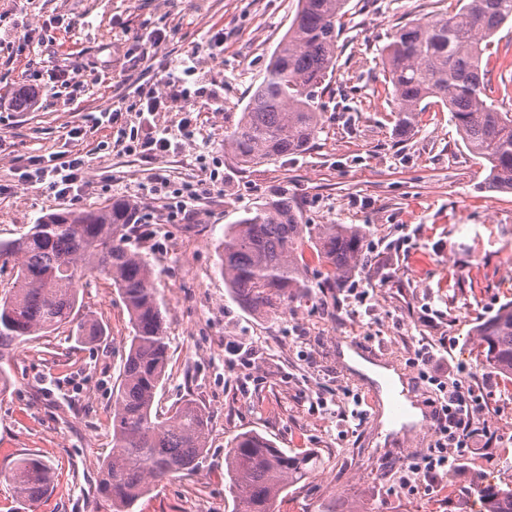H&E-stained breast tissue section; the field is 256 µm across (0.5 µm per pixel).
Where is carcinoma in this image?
I'll return each instance as SVG.
<instances>
[{
	"instance_id": "obj_1",
	"label": "carcinoma",
	"mask_w": 512,
	"mask_h": 512,
	"mask_svg": "<svg viewBox=\"0 0 512 512\" xmlns=\"http://www.w3.org/2000/svg\"><path fill=\"white\" fill-rule=\"evenodd\" d=\"M450 15L398 27L382 49L385 83L394 97L395 127L415 126L430 105L451 114L468 151L481 160L484 187L512 191V112L500 111L486 90L494 37L512 25V0H457ZM347 0H299L224 148L243 167L306 153L321 129L314 100L334 72ZM134 203L41 217L19 237L0 241V257L17 268L11 293L0 300V348L76 325L81 343L104 336L98 321L79 317L89 277H104L121 295L131 324L127 352L112 397V448L97 483L112 512H132L151 483L198 468L209 439L205 412L188 400L165 415L154 404L169 364V346L152 265L127 246ZM369 224H305L283 195L249 211L224 230L220 273L238 303L253 313L308 297L310 249L326 271L322 288H339L368 260ZM480 362L512 378V301L479 318ZM233 512H280L288 486L317 468L311 451L288 454L254 432H243L224 455ZM34 503L52 482L49 465L24 457L4 475ZM479 512H512V487L474 488Z\"/></svg>"
}]
</instances>
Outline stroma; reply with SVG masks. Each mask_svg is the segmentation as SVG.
Here are the masks:
<instances>
[{
    "mask_svg": "<svg viewBox=\"0 0 512 512\" xmlns=\"http://www.w3.org/2000/svg\"><path fill=\"white\" fill-rule=\"evenodd\" d=\"M298 0H0V101L40 86L27 110L0 112V240L18 237L45 214L136 203L128 242L155 270L170 362L155 404L166 412L194 399L210 429L192 474L157 483L133 512H232L224 451L256 432L277 447L312 450L318 468L289 488L282 512H478L475 477L512 485V381L483 370L472 336L477 320L512 301V192L485 191L482 166L451 114L433 106L408 132L395 128L382 48L406 22L454 10L456 0H349L336 69L315 105L322 126L310 150L239 166L224 150L251 90L297 10ZM40 38L32 51L24 34ZM164 34L153 45L156 34ZM148 58H139L145 44ZM489 78L498 109L512 112V29L492 46ZM195 56L202 80L183 97L172 88L179 62ZM74 78L66 86L56 79ZM166 94L157 116L169 152L142 156L114 148L120 129L146 135L132 111L137 90ZM117 111L113 124L99 113ZM80 155L89 163L78 196L56 198L24 182L32 160ZM166 177L159 186L157 177ZM182 193L184 213L169 198ZM284 194L308 224H369L371 258L353 282L315 288L278 311L243 309L224 285L218 246L245 212ZM83 316L104 324L97 344L69 329L0 350V472L33 455L54 481L36 503L0 479V512H112L95 492L112 441V388L131 330L126 307L106 280L93 279ZM453 337L440 348L442 337ZM384 352L422 412L440 407L438 384L457 380L485 399L475 439L457 464L413 481L412 466L434 440L436 422L384 429L383 404L361 403L371 378L353 370L342 342ZM436 345L426 367L422 343ZM345 416H337V405Z\"/></svg>",
    "mask_w": 512,
    "mask_h": 512,
    "instance_id": "stroma-1",
    "label": "stroma"
}]
</instances>
